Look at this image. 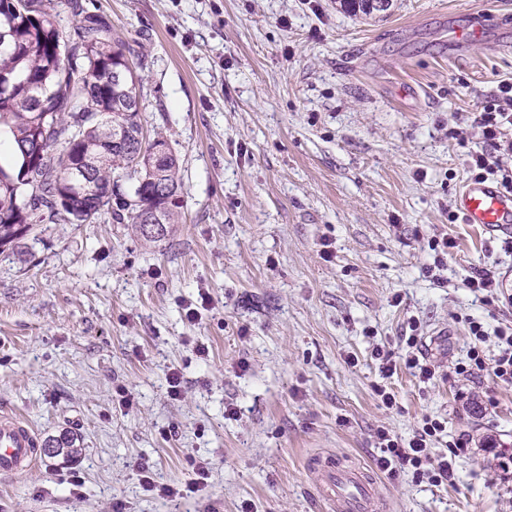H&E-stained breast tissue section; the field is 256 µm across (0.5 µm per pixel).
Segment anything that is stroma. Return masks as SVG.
I'll list each match as a JSON object with an SVG mask.
<instances>
[{
    "mask_svg": "<svg viewBox=\"0 0 512 512\" xmlns=\"http://www.w3.org/2000/svg\"><path fill=\"white\" fill-rule=\"evenodd\" d=\"M82 4L125 47L146 126L179 158L184 210L158 244L108 219L50 224L0 254V413L83 444L0 476V512H330L314 462L373 466L379 426L405 436L426 415L477 447L445 486L378 474L390 512H512L492 455L512 448V388L447 377L466 317L512 323V288L487 304L464 286L479 265L512 272L500 232L448 220L482 146L471 114L512 80V0H390L369 16L340 0ZM470 12L488 39L450 54ZM443 235L456 246L435 278L428 242ZM202 291L213 307L188 321ZM413 318L438 377L382 379L374 347L398 348ZM201 458L204 491L160 499L140 484L138 462L184 485Z\"/></svg>",
    "mask_w": 512,
    "mask_h": 512,
    "instance_id": "1",
    "label": "stroma"
}]
</instances>
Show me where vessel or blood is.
<instances>
[{
    "label": "vessel or blood",
    "mask_w": 512,
    "mask_h": 512,
    "mask_svg": "<svg viewBox=\"0 0 512 512\" xmlns=\"http://www.w3.org/2000/svg\"><path fill=\"white\" fill-rule=\"evenodd\" d=\"M484 38L482 23L473 20L454 27L450 43L463 48ZM456 205L465 223L512 232V191L488 181H472L459 190ZM37 452V437L29 423L16 415H0V475L9 477L25 471ZM316 478L320 496L332 512H385L387 508L362 464L341 459L329 462L317 469Z\"/></svg>",
    "instance_id": "vessel-or-blood-1"
}]
</instances>
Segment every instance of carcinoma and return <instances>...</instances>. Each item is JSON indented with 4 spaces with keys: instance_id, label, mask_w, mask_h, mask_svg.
<instances>
[{
    "instance_id": "cac0c4a2",
    "label": "carcinoma",
    "mask_w": 512,
    "mask_h": 512,
    "mask_svg": "<svg viewBox=\"0 0 512 512\" xmlns=\"http://www.w3.org/2000/svg\"><path fill=\"white\" fill-rule=\"evenodd\" d=\"M16 2L0 0V18L10 19L0 65L17 75V84L0 92V132L11 136L15 151L13 168L0 167V253L21 250L47 219L93 224L107 214L133 225L146 242L166 240L183 208L179 160L170 148L154 156L144 138L140 81H112V70L128 64L109 23L85 12L80 0H29L32 9L23 13L16 12ZM63 5L78 17L67 36L53 21ZM39 96L51 102L47 117L37 111ZM43 123L52 131L39 144ZM87 161L90 177L79 194L68 186L67 174ZM24 194L31 197L27 205L21 204ZM156 215L163 224L153 235L147 221ZM77 442L66 431L47 438L42 450L70 460L79 453Z\"/></svg>"
}]
</instances>
